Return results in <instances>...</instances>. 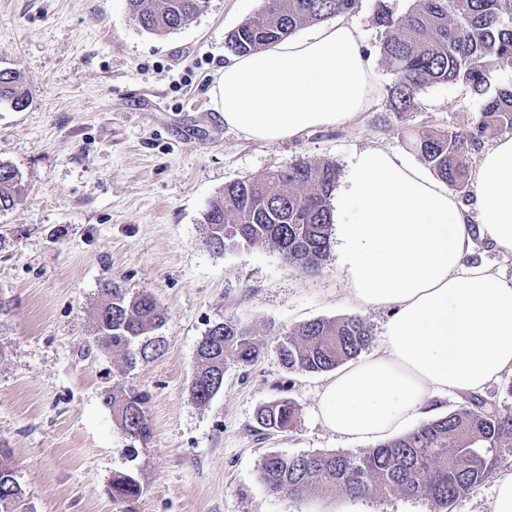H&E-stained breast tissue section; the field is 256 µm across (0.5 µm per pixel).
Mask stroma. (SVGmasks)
<instances>
[{
	"instance_id": "35a3bbf8",
	"label": "stroma",
	"mask_w": 512,
	"mask_h": 512,
	"mask_svg": "<svg viewBox=\"0 0 512 512\" xmlns=\"http://www.w3.org/2000/svg\"><path fill=\"white\" fill-rule=\"evenodd\" d=\"M264 0H209L180 30L156 35L126 0H0V69L19 71L30 102L0 104V161L24 190L0 212V452L26 491L27 512H115L113 474L132 473L134 512H431L424 499L269 494L270 453L342 451L316 415L325 380L280 361L275 345L303 323L357 316L380 339L388 313L358 306L329 253L321 269L286 264L269 247L210 250L204 213L226 184L299 158L346 173L355 150L417 161L410 133L471 127L478 104L461 84L433 85L418 110L393 112L394 76L380 54L375 0L349 21L373 59L368 107L345 127L276 143L225 126L210 97L231 54L225 38ZM150 291L167 316L161 356L123 369L97 348L95 310L106 282ZM230 318L265 342L259 359L228 364L208 406L190 383L196 348ZM146 398L148 441L126 436L107 390ZM293 401L284 431L259 408Z\"/></svg>"
}]
</instances>
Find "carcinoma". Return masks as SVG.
<instances>
[{
	"label": "carcinoma",
	"instance_id": "1",
	"mask_svg": "<svg viewBox=\"0 0 512 512\" xmlns=\"http://www.w3.org/2000/svg\"><path fill=\"white\" fill-rule=\"evenodd\" d=\"M129 15L145 31L165 35L203 12L208 0H126ZM359 0H265L264 8L231 31L229 52H255L292 35L298 28L352 12ZM382 28L380 53L395 75L389 89L393 111L417 110L420 91L437 84H463L480 103L474 126L421 133L412 141L423 163L438 179L459 191L469 188L473 153L497 135L512 131V85L494 82L499 67L512 65V0H413L400 16L385 0H376ZM21 109L29 103L25 78L0 69V103ZM338 170L329 161L298 159L258 178L235 181L211 199L204 214L206 244L228 247L269 246L290 265L319 270L332 242L330 198ZM22 191L18 171L0 162V211L14 207ZM166 314L148 291L134 294L110 283L96 308V346L125 367L159 355V331ZM359 317L309 321L278 341L280 361L292 371L329 372L359 355L371 343ZM263 344L240 324L225 319L211 326L198 343L191 383L193 400L206 406L222 388L224 369L247 366L261 356ZM146 398L132 390L106 391L103 404L120 428L147 440ZM295 408L287 398L258 412L268 430L291 425ZM512 457V414L488 411L477 398L427 421L413 431L359 453L334 451L287 456L271 453L260 477L273 495L304 497L315 491L352 498L402 496L424 498L434 512L479 487L503 460ZM112 503L130 512L142 489L129 473L110 481ZM26 493L8 459L0 455V512H25Z\"/></svg>",
	"mask_w": 512,
	"mask_h": 512
}]
</instances>
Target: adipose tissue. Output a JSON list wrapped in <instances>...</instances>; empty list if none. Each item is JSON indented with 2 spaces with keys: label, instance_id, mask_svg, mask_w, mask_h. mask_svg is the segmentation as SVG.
<instances>
[{
  "label": "adipose tissue",
  "instance_id": "adipose-tissue-1",
  "mask_svg": "<svg viewBox=\"0 0 512 512\" xmlns=\"http://www.w3.org/2000/svg\"><path fill=\"white\" fill-rule=\"evenodd\" d=\"M357 27L232 57L211 95L227 127L272 143L352 124L371 97ZM465 208L447 183L377 147L355 151L336 193L338 270L354 303L384 309L380 348L330 376L317 415L343 442L379 444L442 394L478 393L512 372V281L467 263L474 236L512 254V138L486 151Z\"/></svg>",
  "mask_w": 512,
  "mask_h": 512
}]
</instances>
